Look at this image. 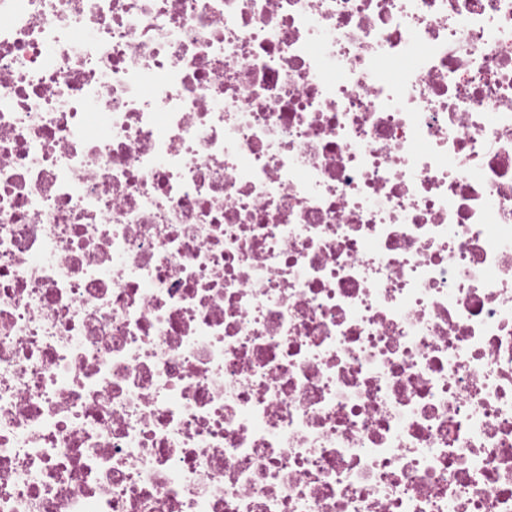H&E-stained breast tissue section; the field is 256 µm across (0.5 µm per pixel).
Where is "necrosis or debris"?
Masks as SVG:
<instances>
[{
	"label": "necrosis or debris",
	"mask_w": 512,
	"mask_h": 512,
	"mask_svg": "<svg viewBox=\"0 0 512 512\" xmlns=\"http://www.w3.org/2000/svg\"><path fill=\"white\" fill-rule=\"evenodd\" d=\"M0 512H512V0H0Z\"/></svg>",
	"instance_id": "1"
}]
</instances>
